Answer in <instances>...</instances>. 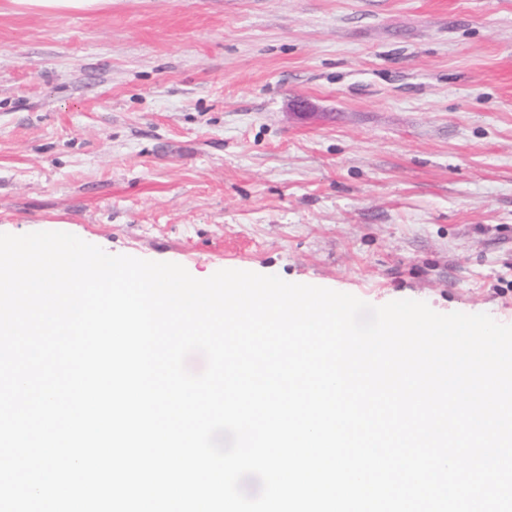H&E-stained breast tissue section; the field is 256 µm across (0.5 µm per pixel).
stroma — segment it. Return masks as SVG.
Listing matches in <instances>:
<instances>
[{"instance_id": "35a3bbf8", "label": "stroma", "mask_w": 512, "mask_h": 512, "mask_svg": "<svg viewBox=\"0 0 512 512\" xmlns=\"http://www.w3.org/2000/svg\"><path fill=\"white\" fill-rule=\"evenodd\" d=\"M512 324V0L0 10V233Z\"/></svg>"}]
</instances>
